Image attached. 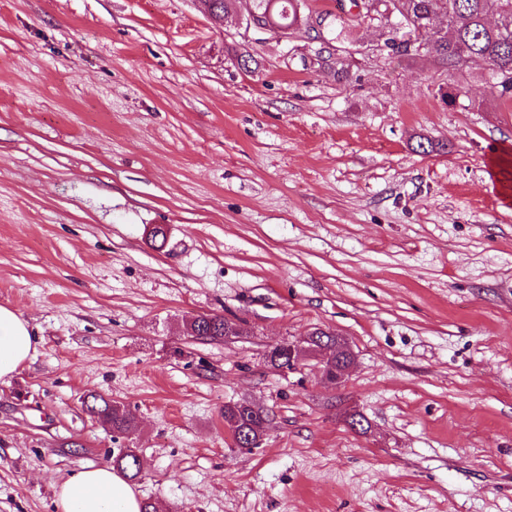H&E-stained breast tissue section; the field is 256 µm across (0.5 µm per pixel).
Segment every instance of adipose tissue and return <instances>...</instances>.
I'll use <instances>...</instances> for the list:
<instances>
[{"mask_svg": "<svg viewBox=\"0 0 512 512\" xmlns=\"http://www.w3.org/2000/svg\"><path fill=\"white\" fill-rule=\"evenodd\" d=\"M34 349L29 322L0 305V381L9 380ZM58 512H141V501L112 466L90 465L61 481Z\"/></svg>", "mask_w": 512, "mask_h": 512, "instance_id": "adipose-tissue-1", "label": "adipose tissue"}]
</instances>
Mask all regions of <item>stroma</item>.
<instances>
[{"instance_id": "obj_1", "label": "stroma", "mask_w": 512, "mask_h": 512, "mask_svg": "<svg viewBox=\"0 0 512 512\" xmlns=\"http://www.w3.org/2000/svg\"><path fill=\"white\" fill-rule=\"evenodd\" d=\"M318 47L196 0H0V305L35 339L0 382V512H55L130 443L160 512H512V100L428 56L339 82ZM202 313L244 336H189ZM318 327L343 382L267 367ZM232 401L273 412L252 453ZM88 397L91 400L83 402L87 411L107 423L112 432L129 436L138 431L137 421L128 412L112 404L111 400L96 394Z\"/></svg>"}]
</instances>
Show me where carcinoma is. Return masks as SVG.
Returning <instances> with one entry per match:
<instances>
[{"label": "carcinoma", "instance_id": "obj_1", "mask_svg": "<svg viewBox=\"0 0 512 512\" xmlns=\"http://www.w3.org/2000/svg\"><path fill=\"white\" fill-rule=\"evenodd\" d=\"M358 17L380 23L387 29L383 41L387 56L414 58L419 47L436 40L430 51L437 66L453 76L464 65L480 61L492 80L498 73L509 75L500 84L499 96L512 98V0H350ZM307 0H250L268 30L277 35H292L300 30L320 41L318 65L336 80L348 77L339 54L353 43L349 21L330 12L305 13ZM233 320L219 314H199L192 328L194 336L210 341L224 340L225 327ZM89 413L107 423L112 431L132 435L137 421L102 395L84 402ZM224 424L234 433L266 432L270 421L267 409L246 401L224 404ZM113 466L126 478L140 474L136 455L120 452Z\"/></svg>", "mask_w": 512, "mask_h": 512}]
</instances>
